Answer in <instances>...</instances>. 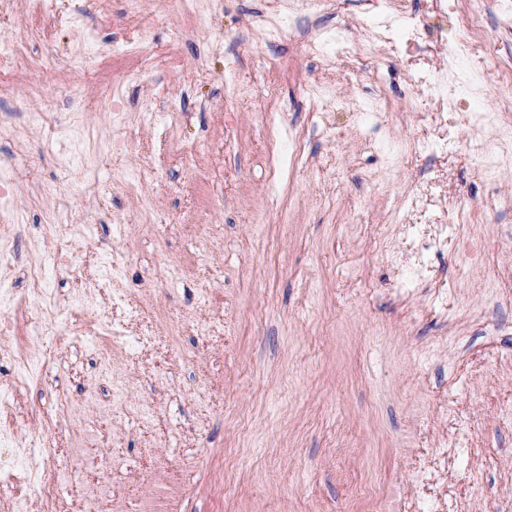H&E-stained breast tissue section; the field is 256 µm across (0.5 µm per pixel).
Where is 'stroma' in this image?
I'll use <instances>...</instances> for the list:
<instances>
[{
    "label": "stroma",
    "instance_id": "1",
    "mask_svg": "<svg viewBox=\"0 0 512 512\" xmlns=\"http://www.w3.org/2000/svg\"><path fill=\"white\" fill-rule=\"evenodd\" d=\"M268 46L254 15L263 0H65L96 31L80 94L63 89L77 48L51 14L10 0L0 44L31 21L25 50L44 69L0 70V167L11 169L17 223L90 252L115 287L149 311L169 341L168 375L136 372L133 348L109 353L84 337L51 343L45 386L20 388L0 411H56L77 402L61 441L67 464L96 467L119 512H140L178 474L172 512H512V172L488 184L462 142L496 128L431 122L408 90L425 67L361 27L364 0H331ZM397 0L438 51L494 39L495 53L448 59L460 109L512 112L494 88L512 73V28L501 0L483 27ZM341 28L351 53L307 47ZM145 65L143 82L130 70ZM60 127L78 119L94 171L62 167L28 118L27 88ZM323 90L312 108L308 86ZM123 123L114 126L112 104ZM301 133L298 157L288 137ZM447 143L431 156L419 139ZM70 195L48 194L61 180ZM477 222L454 224L458 196ZM453 223L456 246L418 238L439 279L401 278L404 227Z\"/></svg>",
    "mask_w": 512,
    "mask_h": 512
}]
</instances>
